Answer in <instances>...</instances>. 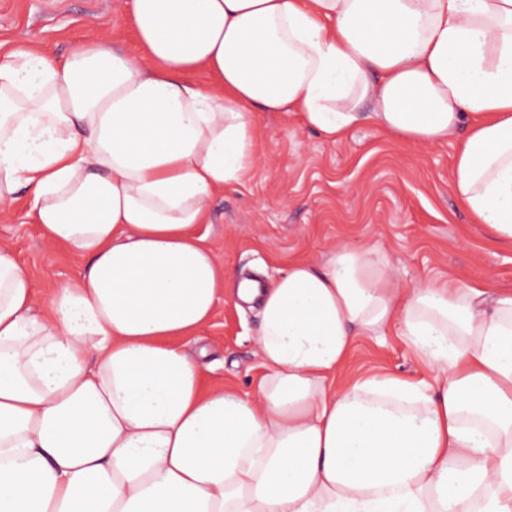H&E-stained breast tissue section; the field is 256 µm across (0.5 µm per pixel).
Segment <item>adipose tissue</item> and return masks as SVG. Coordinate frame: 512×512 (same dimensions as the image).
Masks as SVG:
<instances>
[{
    "mask_svg": "<svg viewBox=\"0 0 512 512\" xmlns=\"http://www.w3.org/2000/svg\"><path fill=\"white\" fill-rule=\"evenodd\" d=\"M104 39L0 60V205L87 260L37 307L0 247V512H512V290L400 287L340 246L234 293L259 308L254 394L180 344L224 268L212 198L254 164L253 113L336 142L362 120L462 140L452 186L512 244V0H126ZM215 80L201 84L198 68ZM397 330L431 374L337 383Z\"/></svg>",
    "mask_w": 512,
    "mask_h": 512,
    "instance_id": "1",
    "label": "adipose tissue"
}]
</instances>
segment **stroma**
<instances>
[{
    "instance_id": "1",
    "label": "stroma",
    "mask_w": 512,
    "mask_h": 512,
    "mask_svg": "<svg viewBox=\"0 0 512 512\" xmlns=\"http://www.w3.org/2000/svg\"><path fill=\"white\" fill-rule=\"evenodd\" d=\"M98 37L132 55L142 51L124 0H0V56L36 44L59 58ZM254 122L250 178L225 187L198 227L224 266L226 295L211 322L183 346L199 357L210 387L246 393L262 374L258 312L227 298L243 274L259 273L268 283L293 262L316 265L348 245L381 250L404 288L448 277L512 287V245L490 241L449 187L456 139L407 143L365 121L332 143L295 115L258 111ZM1 246L32 274L40 300L86 266L82 256L43 236L22 191L0 213ZM370 368L414 380L427 376L394 333L380 343H356L349 372Z\"/></svg>"
}]
</instances>
